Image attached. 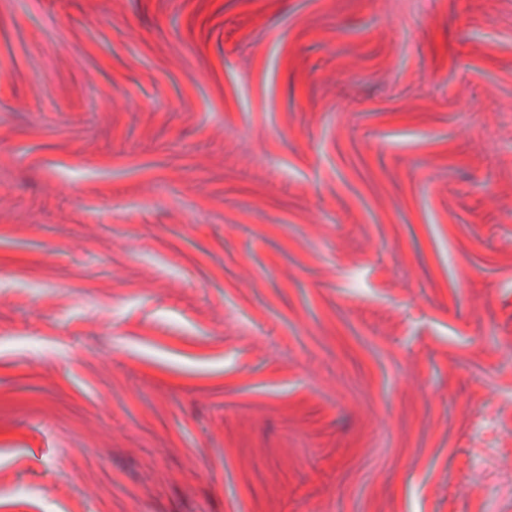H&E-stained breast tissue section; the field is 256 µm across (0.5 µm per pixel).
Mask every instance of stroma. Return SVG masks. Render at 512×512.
<instances>
[{
	"label": "stroma",
	"instance_id": "obj_1",
	"mask_svg": "<svg viewBox=\"0 0 512 512\" xmlns=\"http://www.w3.org/2000/svg\"><path fill=\"white\" fill-rule=\"evenodd\" d=\"M0 512H512V0H0Z\"/></svg>",
	"mask_w": 512,
	"mask_h": 512
}]
</instances>
